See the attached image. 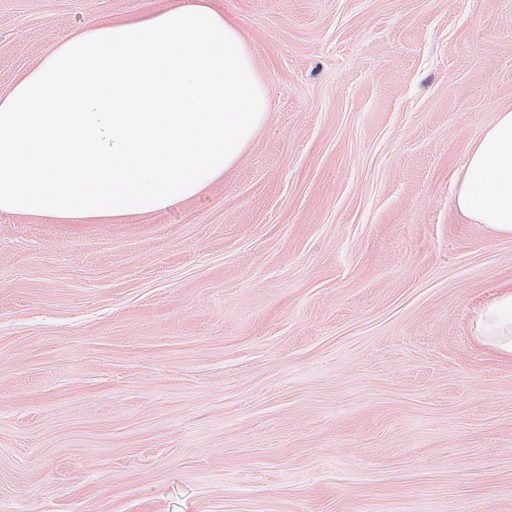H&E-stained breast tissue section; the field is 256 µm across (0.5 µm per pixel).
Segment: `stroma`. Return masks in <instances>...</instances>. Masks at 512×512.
<instances>
[{
    "label": "stroma",
    "instance_id": "35a3bbf8",
    "mask_svg": "<svg viewBox=\"0 0 512 512\" xmlns=\"http://www.w3.org/2000/svg\"><path fill=\"white\" fill-rule=\"evenodd\" d=\"M268 115L124 224L0 213V512H512V239L465 159L512 109V0H210ZM157 0H0V95ZM472 332L480 344L512 359V289L499 291L476 310Z\"/></svg>",
    "mask_w": 512,
    "mask_h": 512
}]
</instances>
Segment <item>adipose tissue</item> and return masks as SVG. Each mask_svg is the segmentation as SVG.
Returning a JSON list of instances; mask_svg holds the SVG:
<instances>
[{
    "mask_svg": "<svg viewBox=\"0 0 512 512\" xmlns=\"http://www.w3.org/2000/svg\"><path fill=\"white\" fill-rule=\"evenodd\" d=\"M267 106L237 21L207 0L75 34L0 96V212L85 224L171 209L236 166ZM456 204L512 239V110L469 152ZM472 332L512 359V289Z\"/></svg>",
    "mask_w": 512,
    "mask_h": 512,
    "instance_id": "adipose-tissue-1",
    "label": "adipose tissue"
}]
</instances>
